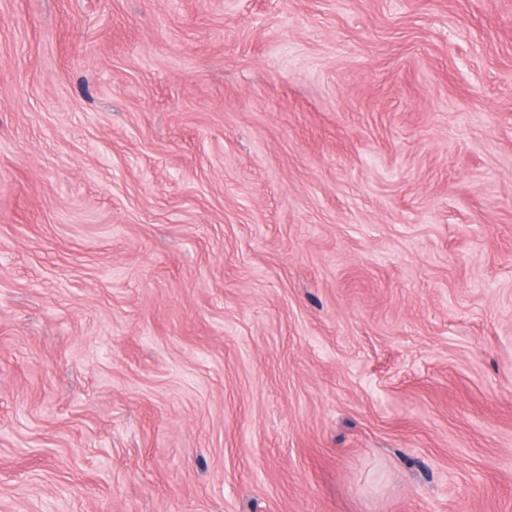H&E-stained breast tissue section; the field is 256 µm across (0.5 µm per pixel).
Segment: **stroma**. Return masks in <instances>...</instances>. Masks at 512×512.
Masks as SVG:
<instances>
[{
    "instance_id": "stroma-1",
    "label": "stroma",
    "mask_w": 512,
    "mask_h": 512,
    "mask_svg": "<svg viewBox=\"0 0 512 512\" xmlns=\"http://www.w3.org/2000/svg\"><path fill=\"white\" fill-rule=\"evenodd\" d=\"M0 512H512V0H0Z\"/></svg>"
}]
</instances>
